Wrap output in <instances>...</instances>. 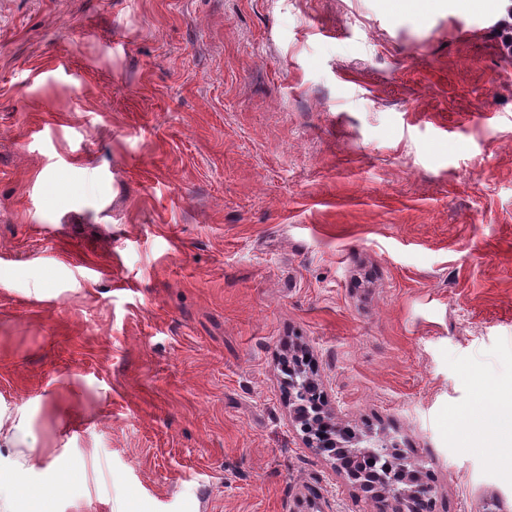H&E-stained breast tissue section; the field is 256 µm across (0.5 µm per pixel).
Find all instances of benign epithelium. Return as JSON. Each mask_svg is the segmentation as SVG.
Masks as SVG:
<instances>
[{
    "label": "benign epithelium",
    "mask_w": 512,
    "mask_h": 512,
    "mask_svg": "<svg viewBox=\"0 0 512 512\" xmlns=\"http://www.w3.org/2000/svg\"><path fill=\"white\" fill-rule=\"evenodd\" d=\"M317 385L305 367L288 365V406L306 445L334 460L336 471L345 473L359 487L376 512H428L436 505V490L424 475L420 460L410 448L361 447L363 435L325 410L312 396Z\"/></svg>",
    "instance_id": "benign-epithelium-1"
}]
</instances>
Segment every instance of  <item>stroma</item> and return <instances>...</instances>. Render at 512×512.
<instances>
[{
  "label": "stroma",
  "mask_w": 512,
  "mask_h": 512,
  "mask_svg": "<svg viewBox=\"0 0 512 512\" xmlns=\"http://www.w3.org/2000/svg\"><path fill=\"white\" fill-rule=\"evenodd\" d=\"M512 0H0V408L51 512L374 507L282 360L512 508ZM71 416H63V409ZM38 445L39 439L23 409L16 412L0 410V457L3 453L13 455L18 470L31 469L50 456L49 449L42 448L39 460L35 456Z\"/></svg>",
  "instance_id": "obj_1"
}]
</instances>
